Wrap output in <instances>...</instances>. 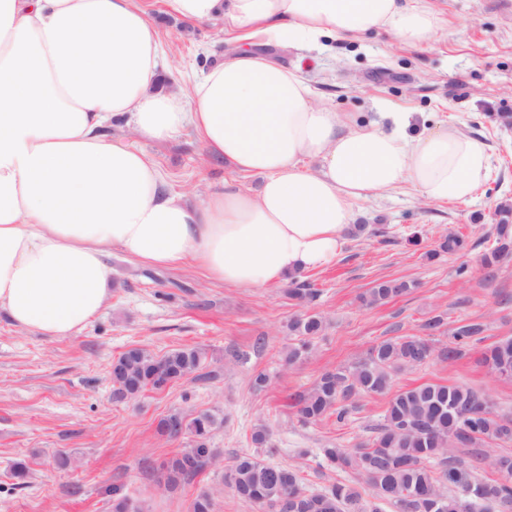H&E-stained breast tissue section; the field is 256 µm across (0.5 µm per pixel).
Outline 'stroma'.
I'll use <instances>...</instances> for the list:
<instances>
[{
    "label": "stroma",
    "mask_w": 512,
    "mask_h": 512,
    "mask_svg": "<svg viewBox=\"0 0 512 512\" xmlns=\"http://www.w3.org/2000/svg\"><path fill=\"white\" fill-rule=\"evenodd\" d=\"M145 2L162 45L159 88H190L236 50L221 22L190 24L169 14L162 0ZM444 8L447 27L421 47L373 34L315 46L260 42L255 49L280 65L300 67L319 103L351 113L357 123L385 126L388 113L405 112L409 133L452 124L484 140L490 169L475 195L466 202L430 203L406 184L356 201V223L377 233L346 237L333 264L302 274L319 292L312 310L323 317L324 329L294 365L285 362L294 342L286 325L299 308L283 285L224 287L195 266L140 264L116 249L108 258L112 296L79 334L39 336L1 313L0 512H109L116 491L136 500L143 512H189L203 491L213 495L215 512H259L223 482L231 459L251 452L296 468L311 488L331 487L340 476L320 466L317 450L368 437L381 423L387 399L360 400L344 423L330 417L303 426L289 406L290 395L382 340L420 335L421 323L437 314L448 326L436 336L437 347L447 346L449 329L472 320L484 323L483 342L460 359L436 357L398 372L393 390L425 382L465 386L488 397L500 413L512 414V380L494 378L482 363L486 346L512 336V262L491 274L482 266L494 209L512 202V128H502L497 119L512 113V0H445ZM109 131L152 156L167 188L192 201L223 189L231 177L245 188L257 184L253 176L232 175L191 129L163 141L142 138L118 121ZM451 232L466 238L465 255L428 260L426 251ZM414 235L419 244L411 243ZM389 279L413 287L385 305L362 303L375 281ZM133 347L157 356L197 347L204 361L164 390L113 400L112 361ZM261 373L269 382L258 390L253 381ZM175 411L210 412L220 426L210 440L215 462L168 492L155 483L154 470L189 440L160 436L157 424ZM259 424L271 432L269 448L251 442ZM61 452L70 458L64 469L56 464ZM19 460L29 467L22 482L11 472Z\"/></svg>",
    "instance_id": "1"
}]
</instances>
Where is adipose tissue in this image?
Returning <instances> with one entry per match:
<instances>
[{
  "instance_id": "adipose-tissue-1",
  "label": "adipose tissue",
  "mask_w": 512,
  "mask_h": 512,
  "mask_svg": "<svg viewBox=\"0 0 512 512\" xmlns=\"http://www.w3.org/2000/svg\"><path fill=\"white\" fill-rule=\"evenodd\" d=\"M195 24L222 21L241 44L190 95L157 89L160 43L140 0H0V311L47 337L80 333L107 304L108 251L139 263L194 262L214 283L261 288L331 264L353 203L408 182L426 201L464 202L485 180V142L456 126L408 136L355 126L321 105L297 70L254 52L374 32L428 44L436 0H165ZM192 127L256 191L225 181L200 204L167 189L122 137Z\"/></svg>"
}]
</instances>
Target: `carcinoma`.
<instances>
[{
	"label": "carcinoma",
	"instance_id": "obj_1",
	"mask_svg": "<svg viewBox=\"0 0 512 512\" xmlns=\"http://www.w3.org/2000/svg\"><path fill=\"white\" fill-rule=\"evenodd\" d=\"M493 225L492 243L483 254V267L490 273L512 258L511 203L505 201L495 209ZM466 246L463 236L450 233L426 255L434 259L443 253L462 252ZM410 288L406 281H377L363 301L386 304ZM287 295L306 308L317 298V291L294 279ZM443 326V316H433L420 325L427 336L383 340L353 363L325 371L308 391L291 396L298 422L307 426L334 415L344 423L358 399L391 391L396 370L419 365L435 354L454 360L463 348L481 341L485 331L479 322L458 326L451 332V345L437 351L431 337ZM287 329L297 339L288 351L291 364L309 352L323 320L306 310L291 318ZM203 358L204 353L194 347L162 356L129 349L114 359L122 368L111 367L112 397L123 401L146 391H161L197 371ZM483 362L489 370L512 380V338L495 343ZM176 416L190 446L156 469L159 485L169 490L207 466L213 454L208 441L218 427L211 413L174 412L159 420L158 432L168 433L167 424ZM489 439L511 443L512 418L496 412L487 397L470 388L427 382L396 392L387 403L383 423L368 440L350 448H321L318 457L323 467L353 472L373 488L374 499L392 505L397 512L512 510V454H489L485 449ZM224 482L262 512H380L354 483L338 481L317 492L297 470L267 463L253 454L235 456L225 468Z\"/></svg>",
	"mask_w": 512,
	"mask_h": 512
}]
</instances>
